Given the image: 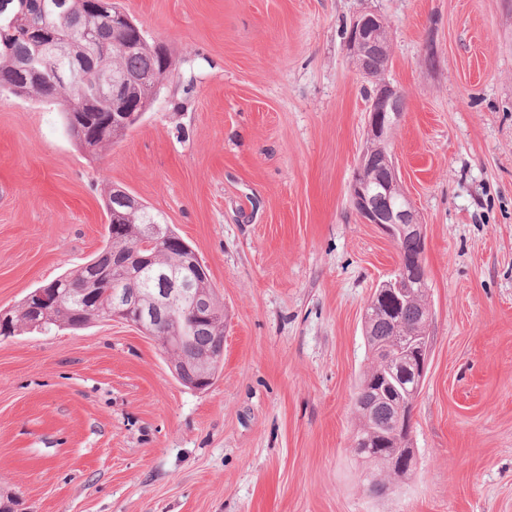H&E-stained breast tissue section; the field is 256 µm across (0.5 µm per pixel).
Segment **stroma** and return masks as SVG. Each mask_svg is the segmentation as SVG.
<instances>
[{
    "instance_id": "35a3bbf8",
    "label": "stroma",
    "mask_w": 512,
    "mask_h": 512,
    "mask_svg": "<svg viewBox=\"0 0 512 512\" xmlns=\"http://www.w3.org/2000/svg\"><path fill=\"white\" fill-rule=\"evenodd\" d=\"M171 74L89 152L55 102L0 94V309L105 243L120 187L197 253L224 357L197 391L127 323L0 336V500L15 512H512V0H117ZM384 15L394 151L426 226L417 466L385 497L351 449L362 314L398 261L349 185Z\"/></svg>"
}]
</instances>
